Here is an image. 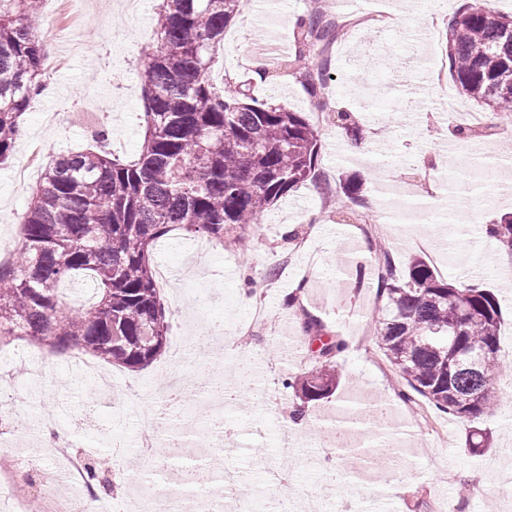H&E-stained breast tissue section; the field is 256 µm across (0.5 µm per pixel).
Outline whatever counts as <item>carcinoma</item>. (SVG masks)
<instances>
[{"label": "carcinoma", "mask_w": 512, "mask_h": 512, "mask_svg": "<svg viewBox=\"0 0 512 512\" xmlns=\"http://www.w3.org/2000/svg\"><path fill=\"white\" fill-rule=\"evenodd\" d=\"M240 0H166L142 70L144 135L121 160L98 144L50 160L20 225L11 259L0 261V337L76 349L131 370L152 362L169 331L151 250L172 229L217 245L244 239L247 226L316 174L319 135L300 112L210 82L213 48ZM38 0H0V165L9 163L22 117L46 74V31ZM337 23L320 10L294 29L296 51L281 64L299 75L322 112L333 76L328 53ZM453 79L497 117L512 112V13L466 6L448 27ZM336 123L354 141L364 129L349 112ZM488 235L512 252V216ZM377 281L386 299L377 340L414 396L462 421L484 416L496 398L502 313L491 292L458 287L421 258L399 271L382 253ZM82 277L95 300L75 309L61 292ZM302 329L321 341L318 366L285 382L305 402L336 389L341 339L321 320ZM483 351L478 364L458 360Z\"/></svg>", "instance_id": "cac0c4a2"}]
</instances>
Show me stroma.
Wrapping results in <instances>:
<instances>
[{"instance_id":"1","label":"stroma","mask_w":512,"mask_h":512,"mask_svg":"<svg viewBox=\"0 0 512 512\" xmlns=\"http://www.w3.org/2000/svg\"><path fill=\"white\" fill-rule=\"evenodd\" d=\"M476 0H366L363 22L335 45L331 67L335 80L328 89L332 108L351 113L365 128L364 154L351 156L338 125L318 128L319 175L307 180L267 209L246 229L244 244L215 245L197 254V238L175 229L152 251L153 265L173 271L171 286L160 296L170 317L167 344L148 366L130 371L116 365L107 370L128 395L145 405L173 379L184 375L200 380L219 369L232 374L238 361L266 366L263 380L247 394L248 406L228 401L215 413L210 399H201L188 424L204 435L215 416H223L226 436L214 455L237 473L241 488H267L273 474H291L285 488L292 512H312L324 496L338 500L342 512L361 502L365 512H420L423 501L443 500L446 512H512V498L502 478L512 473V254L486 234L488 224L512 212V166L500 168L498 180L487 178L488 156L512 146V116L498 121L490 137L466 141L453 134L454 123L439 110L443 97H462L447 65L445 43L429 50L417 42L416 29L430 25L445 33L451 19ZM125 0H65L61 18L77 43L76 52L53 44L59 54L56 70L46 73L47 88L24 115L22 134L12 162L0 165V240L11 239L32 197L16 181L17 167L33 152L49 159L91 143L98 131L112 154L133 157L143 139L144 102L141 72L152 48L157 23L154 0H143V12L133 16ZM310 0H282L271 13L241 5L224 33L211 79L223 87L225 77L250 84L254 96L294 112L312 115L316 102L295 74L275 72L263 82L251 79L259 44L274 41L282 56L295 52L292 18L307 16ZM356 175L364 182L360 201L339 194V181ZM450 213L445 260L438 270L451 282L491 290L503 320L498 357L503 371L496 380L498 399L478 424L489 440L488 450L466 447L470 423L449 414L436 418L447 429L445 446L429 452L411 451V442L426 443L417 418L398 392L399 380L379 349L374 329L382 302L376 281L366 275L363 291L343 290L354 273L342 268L347 257L369 258L371 251L389 249L397 266L413 258L432 261L431 250L415 245L428 232L418 222L421 205ZM275 280H267L269 270ZM297 296L288 307V296ZM282 335L246 338L243 328L255 310ZM317 316L331 334L348 338L337 357L340 384L328 398L302 403L283 385L286 378L314 366L300 315ZM39 346L13 342L0 350V370H15V386L0 413V457L12 463L14 488L29 501L45 505L55 486L58 468L49 454H32L22 442L40 432L52 416L47 405L58 400L66 420L92 411L95 425L80 429L76 449L89 457L108 455L117 435L135 441L134 420L121 416L112 398L100 397L81 371L61 354L45 368L18 369V355L39 353ZM372 401L388 403L392 414L379 427L401 455L386 454L379 445L352 440V450L337 463L351 480L331 485L328 473L310 468L309 458L326 456L338 429L339 412H357ZM304 409L305 431L295 438L296 452L282 456L279 433L295 409ZM161 448L133 462L113 464L111 486L104 499L115 503L140 492L148 508L160 495L146 473L164 469Z\"/></svg>"}]
</instances>
